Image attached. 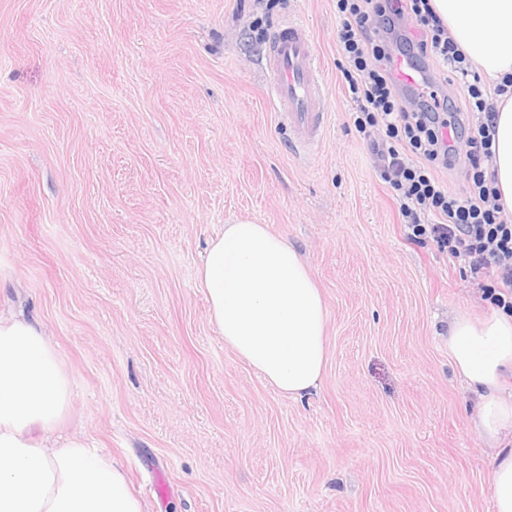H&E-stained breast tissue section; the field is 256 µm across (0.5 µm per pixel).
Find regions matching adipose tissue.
<instances>
[{
  "instance_id": "1",
  "label": "adipose tissue",
  "mask_w": 512,
  "mask_h": 512,
  "mask_svg": "<svg viewBox=\"0 0 512 512\" xmlns=\"http://www.w3.org/2000/svg\"><path fill=\"white\" fill-rule=\"evenodd\" d=\"M449 37L490 84L512 75V0H431ZM494 166L512 215V93L496 100ZM225 346L279 393L316 389L328 361L321 289L267 225L227 224L197 270ZM448 355L478 396L474 431L496 446L494 512H512V313L448 323ZM74 377L39 323L0 316V512H146L124 472L76 434L60 436Z\"/></svg>"
}]
</instances>
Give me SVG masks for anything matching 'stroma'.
<instances>
[{
  "label": "stroma",
  "instance_id": "obj_1",
  "mask_svg": "<svg viewBox=\"0 0 512 512\" xmlns=\"http://www.w3.org/2000/svg\"><path fill=\"white\" fill-rule=\"evenodd\" d=\"M307 29L326 130L295 149L267 32ZM336 0H0V308L76 380L67 430L149 512H494V450L448 356L491 311L407 237L355 130ZM269 225L326 302L328 363L282 396L209 324L195 272L223 224Z\"/></svg>",
  "mask_w": 512,
  "mask_h": 512
}]
</instances>
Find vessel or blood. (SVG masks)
Instances as JSON below:
<instances>
[{
  "instance_id": "1",
  "label": "vessel or blood",
  "mask_w": 512,
  "mask_h": 512,
  "mask_svg": "<svg viewBox=\"0 0 512 512\" xmlns=\"http://www.w3.org/2000/svg\"><path fill=\"white\" fill-rule=\"evenodd\" d=\"M389 68L402 88L418 91L423 74L405 56H392ZM267 88L276 115L299 148L315 147L326 128L325 89L317 74L308 31L297 24L279 27L266 55Z\"/></svg>"
}]
</instances>
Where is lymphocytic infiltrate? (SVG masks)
I'll use <instances>...</instances> for the list:
<instances>
[{
  "label": "lymphocytic infiltrate",
  "instance_id": "obj_1",
  "mask_svg": "<svg viewBox=\"0 0 512 512\" xmlns=\"http://www.w3.org/2000/svg\"><path fill=\"white\" fill-rule=\"evenodd\" d=\"M338 52L346 60L354 126L379 157L378 172L399 205L411 239H432L477 280L499 307L512 309V222L498 202L493 149L496 96L433 11L430 0H336ZM410 18L414 36L396 25ZM433 57L453 76L463 104L430 92L415 108L402 103L386 62L392 52ZM388 144L380 146L376 131ZM466 160L467 187L454 193L438 175Z\"/></svg>",
  "mask_w": 512,
  "mask_h": 512
}]
</instances>
